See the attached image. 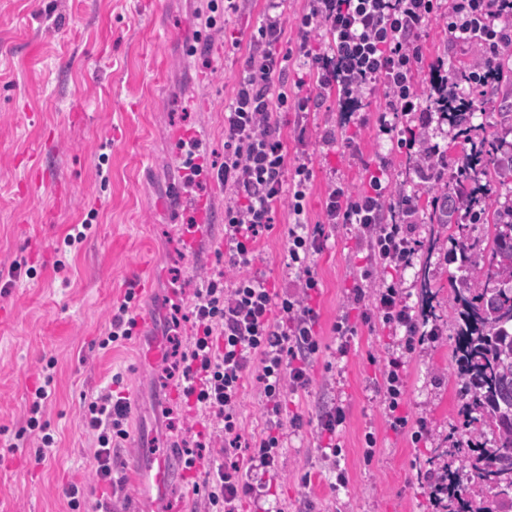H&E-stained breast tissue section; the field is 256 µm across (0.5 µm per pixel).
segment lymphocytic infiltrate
Listing matches in <instances>:
<instances>
[{
    "mask_svg": "<svg viewBox=\"0 0 512 512\" xmlns=\"http://www.w3.org/2000/svg\"><path fill=\"white\" fill-rule=\"evenodd\" d=\"M285 0H266L250 65L237 83L224 115V160L214 172L229 198L224 204V243L228 263L237 272L232 286L210 277L193 296L194 332L175 367L182 401L204 418V430L193 443L182 444L185 468L203 470L206 512H238L243 499L253 497L255 476L274 473L282 446L283 399L286 388H305L308 363L319 350L314 326L317 315L309 301L319 289L311 256L319 251L324 224H355L371 250L373 264L363 270L355 303L371 302L386 323L403 328L408 348L423 346L439 336L426 326L403 299L397 282H377L379 266L403 269L416 251L411 226L417 212L412 196L401 206L386 205L381 176H371L368 190L353 195L332 187L325 202V222L309 225L305 199L312 178L306 164L286 177V151L277 113L308 111L306 99L274 92L290 54L281 52ZM436 0H310L299 19L303 35L326 31L325 51L313 52L300 43L296 54L322 88L337 92L341 111L363 109L366 93L383 86L390 113L378 118V132L394 150L415 159L430 150L434 167L423 169V180L439 185L448 168V155L439 145L403 137L404 119L428 126L432 115L449 110L468 114L472 93L499 81L507 51L512 50V0H453L448 12V34L453 41L475 46L477 65L446 68L437 62L431 81L438 91L434 103H424L414 88L421 61L418 32L435 13ZM290 195L294 225L288 232L287 259L298 272L293 290L275 291L251 269L263 232L271 230L277 203ZM258 356L257 376L266 401L268 426L251 442H243L237 403L248 359ZM121 376L84 407L82 422L96 440V478L112 481V445L126 439L130 405L114 395Z\"/></svg>",
    "mask_w": 512,
    "mask_h": 512,
    "instance_id": "lymphocytic-infiltrate-1",
    "label": "lymphocytic infiltrate"
}]
</instances>
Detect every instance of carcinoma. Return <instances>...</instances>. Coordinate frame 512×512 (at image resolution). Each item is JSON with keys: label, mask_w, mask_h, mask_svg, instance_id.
Here are the masks:
<instances>
[{"label": "carcinoma", "mask_w": 512, "mask_h": 512, "mask_svg": "<svg viewBox=\"0 0 512 512\" xmlns=\"http://www.w3.org/2000/svg\"><path fill=\"white\" fill-rule=\"evenodd\" d=\"M484 144L479 171L491 168L497 180L507 182L512 143L505 148L487 139ZM456 187L466 206L481 208L485 222L492 224V239L489 268L481 276L470 274L477 245L462 242L455 252L463 272L452 298L455 361L464 383V423L471 439L467 447H453L450 453L465 454L494 508L462 498L455 473L446 467L440 472L437 495L448 500V512H512V203L493 211L486 208L487 185L470 173L457 176ZM487 429L494 435L491 444L483 441Z\"/></svg>", "instance_id": "obj_1"}]
</instances>
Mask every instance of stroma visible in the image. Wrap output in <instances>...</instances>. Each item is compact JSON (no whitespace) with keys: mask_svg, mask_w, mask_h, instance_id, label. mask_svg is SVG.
<instances>
[{"mask_svg":"<svg viewBox=\"0 0 512 512\" xmlns=\"http://www.w3.org/2000/svg\"><path fill=\"white\" fill-rule=\"evenodd\" d=\"M264 8V0H248L236 13L216 12L208 28L197 20L207 0H0V271L15 262L34 270L0 292V512H71L66 489L74 482L85 483L86 501L97 500L93 440L80 414L116 374L130 411L129 436L112 457V512H200L203 495L185 473L161 494L149 471L151 455L176 456L182 439L202 429L201 417L175 397L164 373L166 321L176 311L188 314L203 278L226 266L223 233L201 230L193 208L204 200L223 210L224 189L210 177L182 185L178 141L199 134L207 158L223 160L224 107L247 65ZM418 42L422 62L414 82L425 98L436 60L457 67L477 58L473 48L449 40L448 0H439ZM298 73L297 63L289 62L283 88L310 97L311 110L301 119L281 116L280 127L289 165L304 160L313 171L309 224L321 221L330 184L360 193L381 163L389 201L411 191L424 201L433 198L434 189L405 155L377 135L388 103L382 86L346 122L335 98ZM475 103V138L512 142L506 118L512 79ZM300 121L307 127L301 143L294 133ZM402 129L439 144L449 170H456L465 146L447 121L433 119L424 129L408 121ZM292 222L289 202L281 200L253 267L279 290L296 277L287 266ZM83 223L85 239L65 246L70 227ZM491 233L486 224L442 226L420 215L412 263L396 277L416 315L421 289L429 287L440 337L410 351L403 330L366 316L365 305L353 301L367 255L356 225L326 227L324 248L312 257L320 280L313 302L320 350L310 361L308 386L286 397L272 495L243 500L240 512L274 505L282 512H441L417 473L445 464L457 472L464 493L478 490L463 455L450 452L453 442L469 438L454 361L449 301L460 273L451 241L485 242ZM130 289L136 334L101 348L112 310ZM341 317L356 328L343 355L332 333ZM156 347L161 358H150ZM50 360L52 394L42 418L53 442L42 449L33 441L15 447ZM393 360L401 365L408 420L400 432L390 429L383 402L384 372ZM258 369V362L250 363L238 411L247 440L265 422ZM336 405L346 412L336 441L348 482L339 487L317 432L321 412ZM296 416L297 428L291 425ZM369 433L377 439L370 458Z\"/></svg>","mask_w":512,"mask_h":512,"instance_id":"35a3bbf8","label":"stroma"}]
</instances>
